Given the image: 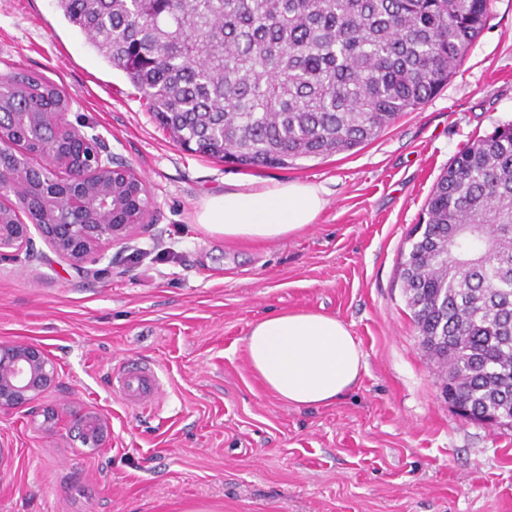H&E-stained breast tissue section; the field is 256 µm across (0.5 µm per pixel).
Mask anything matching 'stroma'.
Instances as JSON below:
<instances>
[{"label": "stroma", "instance_id": "stroma-1", "mask_svg": "<svg viewBox=\"0 0 512 512\" xmlns=\"http://www.w3.org/2000/svg\"><path fill=\"white\" fill-rule=\"evenodd\" d=\"M56 83L69 120L145 181L151 219L77 269L44 242L0 262V343L49 350L59 378L37 411L109 417L100 448L0 412V512H512V430L449 405L399 279L409 233L451 159L512 124V0L448 85L375 140L281 169L186 151L126 76L53 0H0V66ZM253 178L320 185L314 224L280 241L224 240L197 224L208 198ZM309 310L342 320L366 369L336 403L295 407L250 369L256 320ZM156 364L160 402L112 391Z\"/></svg>", "mask_w": 512, "mask_h": 512}]
</instances>
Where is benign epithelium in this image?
Masks as SVG:
<instances>
[{
  "label": "benign epithelium",
  "mask_w": 512,
  "mask_h": 512,
  "mask_svg": "<svg viewBox=\"0 0 512 512\" xmlns=\"http://www.w3.org/2000/svg\"><path fill=\"white\" fill-rule=\"evenodd\" d=\"M12 121L42 135H54L58 177L71 190L63 197L43 199L40 220H23L10 197H19L20 176L36 161L0 122V261L19 252L34 250L31 229H36L53 252L72 265L84 263L104 248L126 239L143 222L145 213L124 215L129 182H142L129 166L112 160L107 148L94 136L75 127L66 112H15ZM53 356L31 343L0 344V411L34 404L56 382ZM448 402L463 417L488 426L512 427L496 415H472L460 406L453 392ZM39 428L66 429L86 447L100 448L108 441L109 418L94 411L65 407L44 414Z\"/></svg>",
  "instance_id": "7a95c632"
}]
</instances>
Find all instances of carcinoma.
Instances as JSON below:
<instances>
[{
    "label": "carcinoma",
    "instance_id": "1",
    "mask_svg": "<svg viewBox=\"0 0 512 512\" xmlns=\"http://www.w3.org/2000/svg\"><path fill=\"white\" fill-rule=\"evenodd\" d=\"M191 152L285 168L351 151L457 73L490 0H54ZM29 110H69L20 74ZM400 263L421 347L474 413L512 420V125L460 150Z\"/></svg>",
    "mask_w": 512,
    "mask_h": 512
}]
</instances>
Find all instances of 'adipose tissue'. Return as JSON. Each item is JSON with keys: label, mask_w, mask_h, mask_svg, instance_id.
I'll use <instances>...</instances> for the list:
<instances>
[{"label": "adipose tissue", "mask_w": 512, "mask_h": 512, "mask_svg": "<svg viewBox=\"0 0 512 512\" xmlns=\"http://www.w3.org/2000/svg\"><path fill=\"white\" fill-rule=\"evenodd\" d=\"M327 204L306 182H250L206 200L197 222L227 240H281L315 222ZM252 370L280 400L327 406L359 381L363 353L345 323L315 311L280 312L254 322L245 338Z\"/></svg>", "instance_id": "obj_1"}]
</instances>
